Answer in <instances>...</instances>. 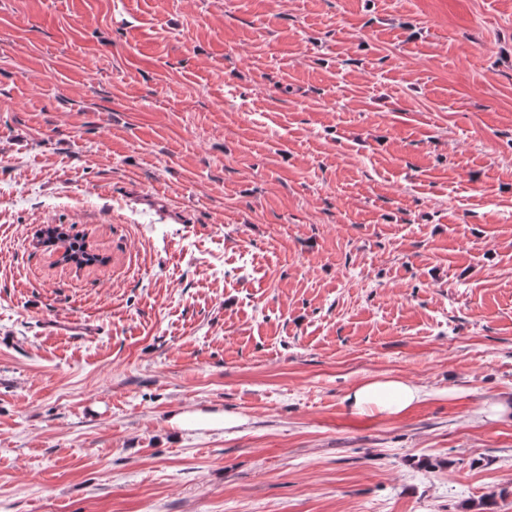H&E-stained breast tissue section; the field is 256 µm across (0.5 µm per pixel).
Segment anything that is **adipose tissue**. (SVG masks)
Listing matches in <instances>:
<instances>
[{
  "mask_svg": "<svg viewBox=\"0 0 512 512\" xmlns=\"http://www.w3.org/2000/svg\"><path fill=\"white\" fill-rule=\"evenodd\" d=\"M425 396L424 389L400 379H374L354 387L347 399L354 412L378 411L397 415L410 409Z\"/></svg>",
  "mask_w": 512,
  "mask_h": 512,
  "instance_id": "1",
  "label": "adipose tissue"
}]
</instances>
